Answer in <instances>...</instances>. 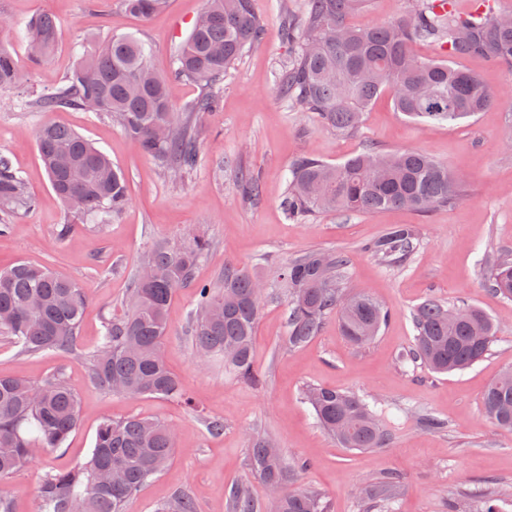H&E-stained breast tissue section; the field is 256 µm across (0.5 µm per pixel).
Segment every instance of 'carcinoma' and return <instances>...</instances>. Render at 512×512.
Masks as SVG:
<instances>
[{
    "mask_svg": "<svg viewBox=\"0 0 512 512\" xmlns=\"http://www.w3.org/2000/svg\"><path fill=\"white\" fill-rule=\"evenodd\" d=\"M134 16L147 19L166 0H122ZM367 0H307L303 18L284 22L288 39L297 43L293 58L278 76L280 95L302 112H310L341 135L360 129L364 112L383 92L392 95L397 111L425 123H451L471 118L494 102L481 79L447 61L417 58L413 44L436 41L454 59L481 56L512 73V26L497 11L440 13L434 0H416L409 14L359 29L348 23ZM202 22L195 23L174 57L168 75L156 72L150 50L132 34L112 35L82 47L73 70L60 84L43 89L36 104L44 112L73 108L112 117L140 151L166 170L182 177L198 162L194 121L201 112L220 107L218 82L245 49L259 43L264 25L252 0H206ZM27 54L38 66L55 50L61 26L50 14L25 22ZM173 79L190 80L202 88L188 105L169 97ZM20 82L14 51L0 42V89ZM39 157L52 188L79 217L106 219L129 202L123 174L110 158L71 128L46 124L36 133ZM462 199L459 180L448 166L416 149L379 154L369 148L331 165L303 155L289 168L283 200L288 216L308 218L325 210L374 213L408 207L420 212L451 208ZM32 206L24 178L0 159V213ZM414 231L389 228L367 250L390 264L405 263L414 250ZM208 243L201 239L179 248L159 245L146 265L150 281L136 276L127 312L107 324L104 343L90 363L94 384L112 389L125 385L128 396H161L187 406L178 378L162 353L167 310L177 291L191 281ZM342 252H309L278 272L288 288V345L300 347L313 339L324 321L337 314L350 341L364 344L377 335L388 314L373 298L359 294L345 299L339 275ZM223 287H199L191 318L196 356L224 359L242 378L256 379L253 341L262 292L258 279L232 262L224 264ZM495 293L512 300V258L500 259L486 271ZM88 307V298L73 279L43 266L20 261L0 269V333L27 352L71 349ZM416 336L405 359L420 361L436 372L465 369L489 351L495 325L482 311L464 303L444 305L427 299L413 311ZM305 399L320 426L343 448H381L388 432L375 412L359 397L326 388H308ZM484 413L496 425L512 429V375H502L482 397ZM79 424V401L64 380L53 375L39 384L0 377V478L62 446ZM176 434L167 424L131 416L101 421L90 457L69 470L49 473L38 489V512H124L125 502L172 459ZM254 473L266 484L285 487L294 470L270 441L261 437L250 448ZM231 512H261V506L240 485L228 493ZM273 512H327L317 495L283 492Z\"/></svg>",
    "mask_w": 512,
    "mask_h": 512,
    "instance_id": "carcinoma-1",
    "label": "carcinoma"
}]
</instances>
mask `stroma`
Instances as JSON below:
<instances>
[{
  "label": "stroma",
  "instance_id": "1",
  "mask_svg": "<svg viewBox=\"0 0 512 512\" xmlns=\"http://www.w3.org/2000/svg\"><path fill=\"white\" fill-rule=\"evenodd\" d=\"M306 4L253 0L265 38L225 73L219 109L197 118V167L175 181L107 116L69 108L42 112L29 101L31 93L63 79L76 63V45L91 39L136 34L152 47L154 67L170 70L205 0H169L145 21L128 14L121 0H0V11L17 22L0 32V40L23 61L24 20L50 12L62 25L55 55L35 67L24 61L19 86L0 92V157L20 171L35 200L33 208L11 217L8 233L0 236V269L20 261L49 267L76 280L90 300L76 351L27 353L0 335V376L38 383L59 374L79 400V425L62 447L0 479V493L11 498L14 512H37L36 491L46 472L88 459L103 419L133 415L170 425L177 447L169 467L127 502L125 512H158L181 491L193 498L197 512H230L228 490L236 483L247 485L270 512L268 488L249 460L259 435L295 467L289 490L318 492L329 512H479L490 487L497 490L501 512H512V429L495 425L481 405L487 386L512 368V301L492 293L484 270L485 260L512 253V75L485 58H467L462 67L495 97L484 112L426 125L396 112L386 92L366 112L359 134L336 135L277 90V75L296 50L281 34L282 20L302 14ZM48 122L77 131L122 171L129 202L120 213L97 224L66 211L36 148L35 133ZM369 147L415 148L447 164L460 180L462 201L427 213L393 208L323 212L305 221L288 217L282 199L295 158L307 154L340 164ZM244 171L260 180L258 200L240 191ZM397 225L413 229L415 249L406 263L390 265L366 246ZM195 238L206 239L209 250L195 268L193 285L179 289L169 307L164 341L166 361L191 405L128 397L92 384L88 359L101 346L106 324L124 316L127 292L147 253ZM323 250L347 257L345 295L370 294L390 313L367 344L350 342L331 317L307 345H288V295L272 275L305 253ZM228 261L245 265L266 286L253 382L226 372L223 361L201 367L195 359L190 315L196 287H220ZM428 297L468 303L493 319L495 339L482 361L447 374L401 362V352L414 341L412 312ZM309 386L348 391L374 405L391 432L390 444L340 447L304 401ZM426 413L443 420L444 428L423 427ZM213 420L222 423L221 431L210 430ZM391 474L399 478L397 487L378 494L377 482Z\"/></svg>",
  "mask_w": 512,
  "mask_h": 512
}]
</instances>
